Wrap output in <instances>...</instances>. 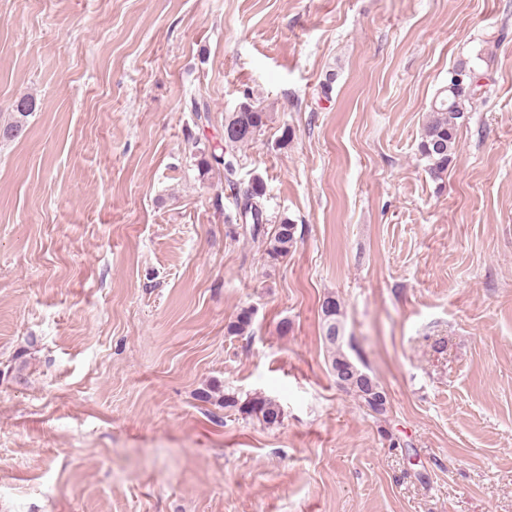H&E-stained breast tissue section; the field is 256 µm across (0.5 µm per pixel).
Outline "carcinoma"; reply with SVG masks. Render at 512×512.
I'll return each instance as SVG.
<instances>
[{"label": "carcinoma", "instance_id": "obj_1", "mask_svg": "<svg viewBox=\"0 0 512 512\" xmlns=\"http://www.w3.org/2000/svg\"><path fill=\"white\" fill-rule=\"evenodd\" d=\"M459 66L463 71L464 89L457 91L450 86L440 89L422 127L418 142V152L427 162L428 172L435 180L442 179L459 149L458 129L465 118V113L468 112L470 100L478 91V88L473 86V83L478 81L475 64L461 61ZM34 109L35 103L32 99L24 97L18 100L14 106V120L4 125L0 124V138L17 137L23 130L24 118ZM267 119V113L252 103H241L240 111L232 112L225 118V125L238 127L234 134L224 137L226 148L234 149L253 141L266 126ZM191 147L193 155L199 156L200 176L205 178L216 168L222 171L224 186L229 189L235 200L238 220L250 225L252 240L264 247V253L272 261L287 257L296 243L297 227L286 218L276 225L273 232H267L260 202L264 195L263 182L257 178L243 188L235 179V155L227 158L223 153H212L207 156L205 151L198 148L196 141L191 142ZM321 312L323 340L329 353V366L336 385L347 392L355 393L361 399L363 407L372 414L384 415L387 411L386 393L366 372L364 363L355 362L344 349L341 305L336 297H325L321 304ZM253 319L252 309H241L235 320L227 325L228 334L250 335ZM214 397L218 398L224 408L235 409L248 416L254 415L267 425H277L283 417L281 406L275 400L261 394H254L244 400L233 393H222L218 388L205 390L199 394V398L205 402L211 401Z\"/></svg>", "mask_w": 512, "mask_h": 512}]
</instances>
